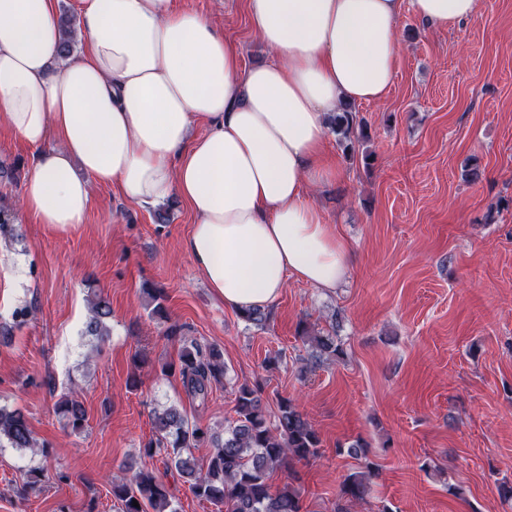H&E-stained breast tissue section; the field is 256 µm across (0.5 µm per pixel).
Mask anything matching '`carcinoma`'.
<instances>
[{
	"label": "carcinoma",
	"mask_w": 512,
	"mask_h": 512,
	"mask_svg": "<svg viewBox=\"0 0 512 512\" xmlns=\"http://www.w3.org/2000/svg\"><path fill=\"white\" fill-rule=\"evenodd\" d=\"M74 19H61L60 52L68 57L75 49ZM331 130L352 150L350 134L358 129L368 138L367 129L355 107L341 106V112L329 120ZM112 316L110 301L96 295L90 302V315L83 335L103 342L110 336L107 320ZM301 336L315 349L313 357H340L343 346L336 337V326L324 332H311L304 327ZM178 371L188 397L205 403L213 385L226 375L223 353L216 346H201L182 342L179 365L166 363L162 372ZM260 383L244 382L235 389L236 418L224 429V435L206 426L190 424L180 409L171 405L154 413L153 436L145 443L143 453L153 457L167 452L165 464L173 468L189 484L193 495L226 512H301L300 489L294 465L315 456L320 438L312 424L287 397L279 398L275 415L267 413L261 399ZM56 414L74 432L84 428L86 410L79 395L71 391L55 404ZM207 445L210 453L200 462L191 449ZM28 449L32 454H46L47 448L38 444L25 415L0 406V447ZM288 469V482L271 489L269 479L274 470ZM379 469L371 464L366 470L348 475L341 484V498L350 504L364 501L371 493ZM43 470H27L22 475V489L28 493L40 490ZM112 498L118 512H176L166 483L151 470L137 469L130 477L112 480ZM138 502L133 506L132 502Z\"/></svg>",
	"instance_id": "cac0c4a2"
}]
</instances>
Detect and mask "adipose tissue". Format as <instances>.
I'll return each mask as SVG.
<instances>
[{
	"label": "adipose tissue",
	"instance_id": "obj_1",
	"mask_svg": "<svg viewBox=\"0 0 512 512\" xmlns=\"http://www.w3.org/2000/svg\"><path fill=\"white\" fill-rule=\"evenodd\" d=\"M246 8L268 53L250 66L173 0H77L68 57L55 0H0V123L38 149L24 211L67 230L84 223L95 185L138 206L185 201L195 222L181 247L239 313L272 304L292 277L324 291L348 280V253L305 191L337 175L324 159L329 116L385 98L403 13L443 30L477 0Z\"/></svg>",
	"mask_w": 512,
	"mask_h": 512
}]
</instances>
